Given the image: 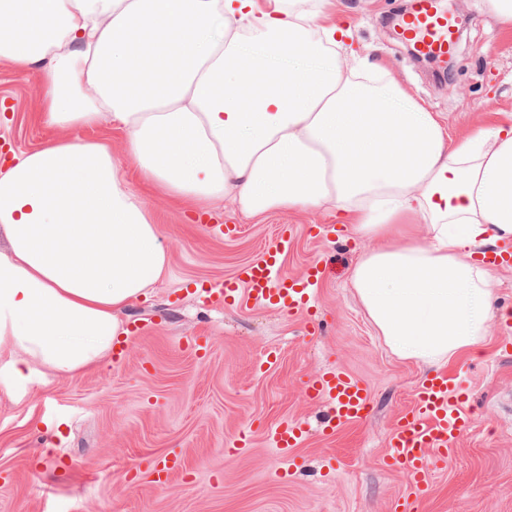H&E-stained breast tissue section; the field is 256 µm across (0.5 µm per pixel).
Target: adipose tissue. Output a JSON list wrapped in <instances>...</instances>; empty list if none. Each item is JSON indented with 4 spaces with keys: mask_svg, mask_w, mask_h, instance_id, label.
<instances>
[{
    "mask_svg": "<svg viewBox=\"0 0 512 512\" xmlns=\"http://www.w3.org/2000/svg\"><path fill=\"white\" fill-rule=\"evenodd\" d=\"M326 2L0 0V64L39 69L52 131L0 170L8 391L108 359L120 312L168 265L109 142L71 136L106 114L168 198L248 218L327 209L375 241L351 283L399 356L439 368L481 347L494 282L476 255L512 241V122L452 138L421 106L393 109L398 86L338 64L350 26L320 24ZM243 27L321 64L269 70L242 53Z\"/></svg>",
    "mask_w": 512,
    "mask_h": 512,
    "instance_id": "obj_1",
    "label": "adipose tissue"
}]
</instances>
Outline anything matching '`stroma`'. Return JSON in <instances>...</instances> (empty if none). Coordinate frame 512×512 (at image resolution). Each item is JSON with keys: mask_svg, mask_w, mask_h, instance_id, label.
Returning <instances> with one entry per match:
<instances>
[{"mask_svg": "<svg viewBox=\"0 0 512 512\" xmlns=\"http://www.w3.org/2000/svg\"><path fill=\"white\" fill-rule=\"evenodd\" d=\"M352 22V44L369 50L376 74H388L447 127L450 136L512 119V28L485 0H446L465 18L449 80L437 63L418 61L388 24L401 0H333ZM45 94L38 72L0 65V144L14 152L41 145L51 132L34 118ZM79 138H105L119 176L141 192L158 219L169 254L164 276L120 317L125 356L75 377L52 376L15 398L0 388V512H395L408 481L384 461L387 438L416 386L433 370L396 355L351 284L371 240L348 225L324 235L323 210L244 218L232 202L197 208L145 188L128 137L105 119ZM235 224L225 240L206 223ZM294 226L283 272L302 278L323 266L314 302L301 310L194 301L193 288L234 276ZM496 313L484 346L446 365L468 388L472 426L455 453L428 475L418 512H512V267L494 270ZM145 326L142 334L133 333ZM276 353L271 368L262 363ZM342 367L368 388L373 410L333 438L323 428L326 401L305 396L321 372ZM305 422L290 478L269 441L283 420ZM186 470L153 480L170 456Z\"/></svg>", "mask_w": 512, "mask_h": 512, "instance_id": "35a3bbf8", "label": "stroma"}]
</instances>
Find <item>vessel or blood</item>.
Masks as SVG:
<instances>
[{
	"mask_svg": "<svg viewBox=\"0 0 512 512\" xmlns=\"http://www.w3.org/2000/svg\"><path fill=\"white\" fill-rule=\"evenodd\" d=\"M396 35L413 44L418 54L435 61L447 60L457 42V27L439 0H415L411 13L395 25ZM290 234L282 232L276 243L243 265L238 273L218 287L196 289L198 298L239 308L305 306L319 286V269L310 267L304 281L281 275L280 256ZM306 395L333 405V416L324 433L333 436L345 426L362 421L371 410L365 386L343 368L324 371L308 384ZM467 396L456 377L441 373L425 379L413 394L409 407L391 428L387 462L408 479L404 503L418 500L423 479L433 470L437 457L452 454L469 427ZM302 423L287 420L271 433L270 443L281 457H289L302 441Z\"/></svg>",
	"mask_w": 512,
	"mask_h": 512,
	"instance_id": "b4317fda",
	"label": "vessel or blood"
}]
</instances>
